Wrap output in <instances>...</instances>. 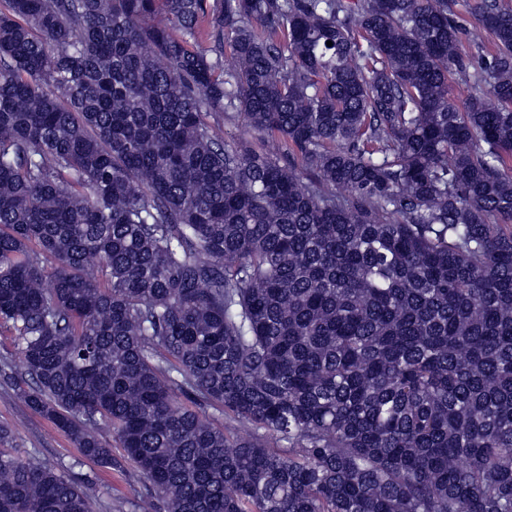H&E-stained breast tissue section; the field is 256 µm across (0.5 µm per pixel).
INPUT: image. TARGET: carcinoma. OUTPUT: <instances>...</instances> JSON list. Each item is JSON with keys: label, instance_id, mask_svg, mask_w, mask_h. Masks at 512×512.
<instances>
[{"label": "carcinoma", "instance_id": "1", "mask_svg": "<svg viewBox=\"0 0 512 512\" xmlns=\"http://www.w3.org/2000/svg\"><path fill=\"white\" fill-rule=\"evenodd\" d=\"M456 6L0 0V376L134 512H512V7ZM94 492L0 448V512ZM224 116V141L228 144H237L249 142L253 147H259V141L244 131V125L241 117L231 114Z\"/></svg>", "mask_w": 512, "mask_h": 512}]
</instances>
